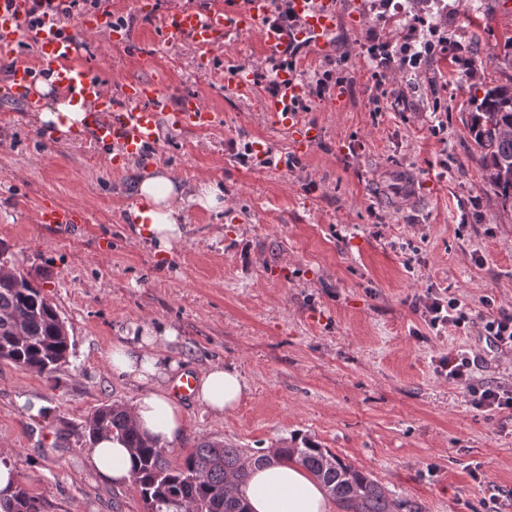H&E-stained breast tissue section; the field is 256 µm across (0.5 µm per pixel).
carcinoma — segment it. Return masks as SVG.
I'll return each instance as SVG.
<instances>
[{"mask_svg":"<svg viewBox=\"0 0 512 512\" xmlns=\"http://www.w3.org/2000/svg\"><path fill=\"white\" fill-rule=\"evenodd\" d=\"M472 101L469 132L497 196L512 203V176H500L501 169L512 170V84L488 88ZM71 354L65 321L29 275L16 267L0 274V360L49 377L70 363ZM111 434L135 455L131 487L148 512H250L236 486L246 480L248 466L269 462L263 454L205 439L173 461L118 405L99 408L88 426L92 439ZM275 457L306 468L343 512H392L376 480L309 439L300 447L275 449ZM0 512H45V502L18 481L0 492Z\"/></svg>","mask_w":512,"mask_h":512,"instance_id":"carcinoma-1","label":"carcinoma"}]
</instances>
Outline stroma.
<instances>
[{"label": "stroma", "mask_w": 512, "mask_h": 512, "mask_svg": "<svg viewBox=\"0 0 512 512\" xmlns=\"http://www.w3.org/2000/svg\"><path fill=\"white\" fill-rule=\"evenodd\" d=\"M187 0H110L130 41L89 40L83 63L112 94L152 80L177 103L197 95L208 130L165 129L159 145L112 167L88 131L56 138L22 101L0 93V248L29 273L65 321L73 353L47 377L0 360V460L46 512H147L131 486L91 466L88 423L106 405L131 407L138 389L109 371L113 340L134 324H173L167 356L184 371L235 365L249 386L224 418L183 404L198 439L249 452L310 439L423 512H486L512 493V410H477L444 361L480 356L477 377L512 385V354L476 326L432 330L420 301L458 299L469 317L512 312V204L495 194L467 128L475 89L512 78V0H341L332 35L333 82L304 120L316 139L295 150L259 97L224 80L234 63L267 55L237 39L211 68L186 38L164 45L163 20ZM455 45L395 100L363 52L369 34L403 41L417 12ZM341 105H333L335 96ZM262 145L269 163L243 162ZM192 185H224L220 212L189 207L183 239L158 251L127 224L136 183L152 165ZM412 179L416 206L391 203ZM81 223L39 222L49 204Z\"/></svg>", "instance_id": "35a3bbf8"}]
</instances>
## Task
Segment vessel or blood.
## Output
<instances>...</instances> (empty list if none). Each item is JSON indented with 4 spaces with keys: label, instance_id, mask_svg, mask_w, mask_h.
Masks as SVG:
<instances>
[{
    "label": "vessel or blood",
    "instance_id": "b4317fda",
    "mask_svg": "<svg viewBox=\"0 0 512 512\" xmlns=\"http://www.w3.org/2000/svg\"><path fill=\"white\" fill-rule=\"evenodd\" d=\"M65 0H54V9L43 16L37 26H30L29 0H0V51H12L25 39L35 42L36 59L16 58L12 62L8 95L36 106L34 95L39 71L52 72L54 84L71 101L90 105L89 131L102 147L116 148L113 164L140 156L156 148L164 126L181 129H207L215 124V116L198 99L184 98L177 109H170L162 89L149 80L131 81L123 85L120 96H113L102 73L78 65L88 38L102 33L113 41L124 38L108 8L86 13L81 20V33L68 31L64 24ZM300 20L292 34L282 33L272 23L271 0H225L224 5L193 6L171 15L162 26L165 40L186 36L199 51V63L210 67L217 52L235 38L252 33L259 37L268 53L282 50L286 39L306 43L312 54H325L331 49L330 37L338 20V0H291ZM225 77L239 95L254 96V69L237 65ZM276 94L264 97L262 107L277 129L287 132L295 146L311 142L313 132L302 121L298 109L306 88L298 70L286 67L277 71ZM41 224L66 228L72 224L67 208L53 205L42 209Z\"/></svg>",
    "mask_w": 512,
    "mask_h": 512
}]
</instances>
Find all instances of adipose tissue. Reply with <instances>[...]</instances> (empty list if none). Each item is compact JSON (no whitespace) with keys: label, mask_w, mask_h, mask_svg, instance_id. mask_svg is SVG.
<instances>
[{"label":"adipose tissue","mask_w":512,"mask_h":512,"mask_svg":"<svg viewBox=\"0 0 512 512\" xmlns=\"http://www.w3.org/2000/svg\"><path fill=\"white\" fill-rule=\"evenodd\" d=\"M40 125L58 136L83 129L88 124L87 110L70 100L58 98L38 114ZM140 207L131 208L129 221L136 231L153 240L158 249L168 251L183 236L182 226L189 205L220 211L224 208V186L216 181H201L185 187L162 168L145 170L138 184ZM178 336L176 328L144 324L140 329L122 333L107 356L109 370L117 377L138 385L140 393L130 414L140 431L158 446L169 448L186 431L181 405L168 390L170 380L180 365L168 358L163 348ZM248 386L233 366H212L198 379L194 399L206 412L216 417L231 412L245 397ZM91 463L103 477L115 484H128L134 465L125 445L109 436L94 439ZM252 512H328V494L302 466L293 462L271 460L249 470L248 479L239 486Z\"/></svg>","instance_id":"adipose-tissue-1"}]
</instances>
